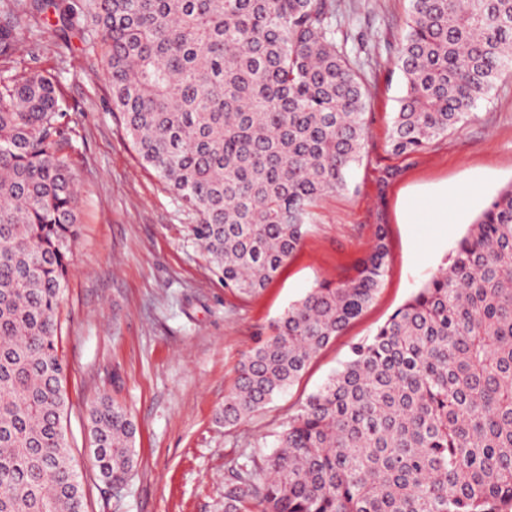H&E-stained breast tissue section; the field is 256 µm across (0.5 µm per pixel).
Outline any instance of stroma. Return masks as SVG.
I'll use <instances>...</instances> for the list:
<instances>
[{
	"mask_svg": "<svg viewBox=\"0 0 512 512\" xmlns=\"http://www.w3.org/2000/svg\"><path fill=\"white\" fill-rule=\"evenodd\" d=\"M348 48L365 61L368 137L350 188L323 196L312 224L277 277L245 296L225 288L189 227L194 212L134 152L100 54L81 29L56 17L21 31L23 67L59 75L68 110L61 152L75 173L79 234L58 311L68 364L64 420L83 476L87 512H224L234 463L269 455L307 396L438 270L490 197L512 184V70L470 117L407 157L388 150L403 79L394 66L409 0H336ZM395 176L382 181L385 169ZM447 189V223L410 217L408 201ZM385 225L388 273L371 304L304 374L248 419L216 413L237 368L278 316L311 288L354 276ZM126 405L136 427V467L113 492L88 454V410L101 398Z\"/></svg>",
	"mask_w": 512,
	"mask_h": 512,
	"instance_id": "35a3bbf8",
	"label": "stroma"
}]
</instances>
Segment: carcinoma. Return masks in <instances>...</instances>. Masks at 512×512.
<instances>
[{"label": "carcinoma", "instance_id": "cac0c4a2", "mask_svg": "<svg viewBox=\"0 0 512 512\" xmlns=\"http://www.w3.org/2000/svg\"><path fill=\"white\" fill-rule=\"evenodd\" d=\"M53 11L86 42L140 161L198 215L190 231L224 287L254 294L299 246L313 208L348 186L368 128L361 63L336 0H9ZM0 24V512H72L83 493L63 432L57 309L76 235L58 151L54 74L11 66ZM395 66L404 95L389 151L409 156L462 122L512 66V0H411ZM386 227L347 281L291 304L240 363L219 419L235 425L289 388L373 301ZM112 488L135 466L127 408L88 414ZM224 512H512V185L447 265L288 419L276 450L231 469Z\"/></svg>", "mask_w": 512, "mask_h": 512}]
</instances>
